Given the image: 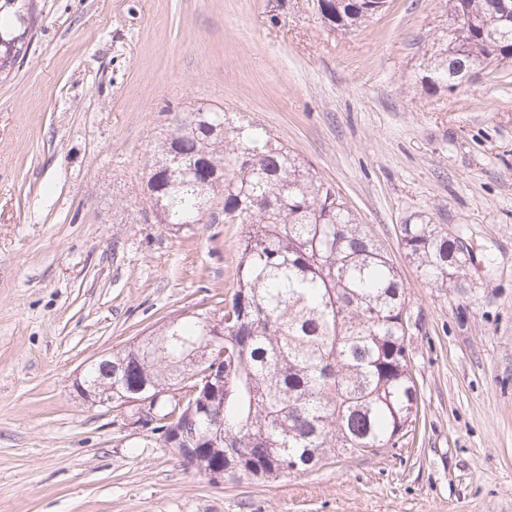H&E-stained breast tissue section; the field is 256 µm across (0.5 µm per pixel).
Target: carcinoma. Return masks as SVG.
I'll use <instances>...</instances> for the list:
<instances>
[{
  "mask_svg": "<svg viewBox=\"0 0 512 512\" xmlns=\"http://www.w3.org/2000/svg\"><path fill=\"white\" fill-rule=\"evenodd\" d=\"M337 30H353L373 14L364 0H317ZM451 50L430 64L432 84H455L454 64L512 62V0H448ZM29 13L0 4V76L24 56ZM193 119L155 150L149 175L167 172L173 152H194L218 175L200 185L176 175L156 194L165 224L202 218L223 203L224 223L245 227L236 289L224 304V358L212 357L208 308L165 321L112 355L116 398L136 387L178 386L206 367L224 369V387L206 396L189 428L204 440L196 472L244 448L237 474L276 480L359 445L395 447L416 420L417 390L408 369L403 283L390 256L356 223L331 188L287 145L226 112L198 106ZM251 212H246L248 207ZM401 243L437 288L466 274L456 240L435 224H405ZM166 360L153 368V355ZM224 418V443L209 439L211 418Z\"/></svg>",
  "mask_w": 512,
  "mask_h": 512,
  "instance_id": "obj_1",
  "label": "carcinoma"
}]
</instances>
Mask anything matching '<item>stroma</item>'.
Listing matches in <instances>:
<instances>
[{"instance_id": "stroma-1", "label": "stroma", "mask_w": 512, "mask_h": 512, "mask_svg": "<svg viewBox=\"0 0 512 512\" xmlns=\"http://www.w3.org/2000/svg\"><path fill=\"white\" fill-rule=\"evenodd\" d=\"M0 78V512H512V66L427 82L448 0L352 31L316 0H35ZM270 132L390 254L418 415L393 448L214 484L82 366L236 284L238 224L160 223L155 144L197 106ZM472 252L436 288L401 227Z\"/></svg>"}]
</instances>
